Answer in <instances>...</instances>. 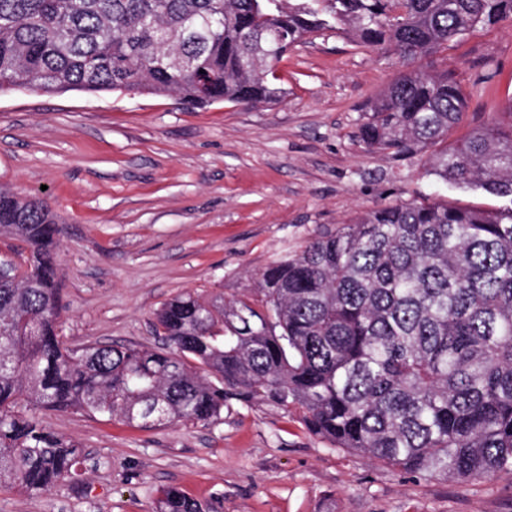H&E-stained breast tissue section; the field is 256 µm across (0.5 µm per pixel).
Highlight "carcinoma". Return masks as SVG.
Segmentation results:
<instances>
[{
  "mask_svg": "<svg viewBox=\"0 0 512 512\" xmlns=\"http://www.w3.org/2000/svg\"><path fill=\"white\" fill-rule=\"evenodd\" d=\"M512 21V0H0V92L173 94L269 103L288 49L336 26L413 61ZM448 72L399 75L362 140L397 156L448 139L465 108ZM507 122L435 156L432 174L512 197ZM48 205L0 188V486L73 481L83 449L44 425L77 410L151 429L206 425L224 403L296 410L334 448L421 477L512 479V208L381 207L260 274V308L186 293L156 314L162 347L64 345ZM155 512H204L170 487Z\"/></svg>",
  "mask_w": 512,
  "mask_h": 512,
  "instance_id": "cac0c4a2",
  "label": "carcinoma"
}]
</instances>
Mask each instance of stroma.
Returning <instances> with one entry per match:
<instances>
[{"instance_id":"1","label":"stroma","mask_w":512,"mask_h":512,"mask_svg":"<svg viewBox=\"0 0 512 512\" xmlns=\"http://www.w3.org/2000/svg\"><path fill=\"white\" fill-rule=\"evenodd\" d=\"M469 96L449 143L512 99V23L424 59ZM402 62L341 29L278 64L280 102L186 110L176 96L0 93V187L45 200L63 225L68 343L155 347L174 296L255 302L260 273L315 238L401 202L499 209L512 200L430 176L436 152L368 148L364 106ZM44 423L80 444L78 488L0 489V512H155L176 486L207 512H512V481L414 477L310 433L297 413L228 402L207 425L141 430L79 412Z\"/></svg>"}]
</instances>
